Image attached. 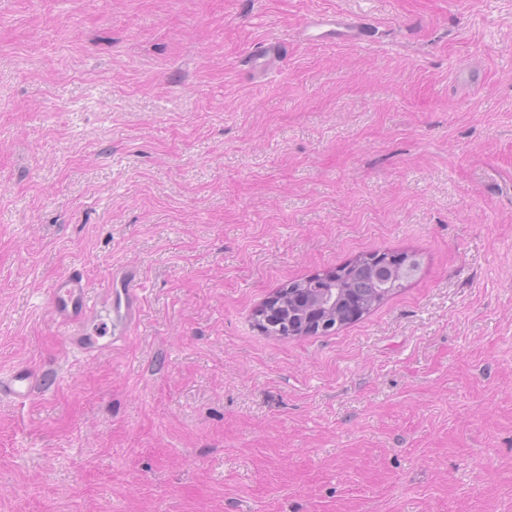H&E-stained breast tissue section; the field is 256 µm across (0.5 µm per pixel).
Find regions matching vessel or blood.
<instances>
[{
  "label": "vessel or blood",
  "mask_w": 512,
  "mask_h": 512,
  "mask_svg": "<svg viewBox=\"0 0 512 512\" xmlns=\"http://www.w3.org/2000/svg\"><path fill=\"white\" fill-rule=\"evenodd\" d=\"M303 29L310 41L321 44L354 43L364 35L363 23L334 12L309 15ZM278 56L277 43L263 42L250 54L253 70L265 72ZM140 303L141 290L135 274L118 270L111 271L94 290L84 270L74 266L48 290V308L58 331L70 351L86 358L112 350L120 342L111 328L98 334L89 333V324L105 312L114 325L131 329L137 323ZM49 388L48 376L29 365H19L0 374V399L17 405L26 404Z\"/></svg>",
  "instance_id": "1"
}]
</instances>
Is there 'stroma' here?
<instances>
[{"label":"stroma","instance_id":"1","mask_svg":"<svg viewBox=\"0 0 512 512\" xmlns=\"http://www.w3.org/2000/svg\"><path fill=\"white\" fill-rule=\"evenodd\" d=\"M365 24L305 39L313 12ZM281 48L263 83L262 41ZM417 274L301 336L254 313ZM140 278L115 350L48 312ZM0 512H512V0H0ZM371 262L382 285L391 284L392 282L397 284L400 281L411 279L417 270L416 261L409 256L399 258L390 254L379 253L373 255ZM358 257L346 265L337 268L342 272L330 280H324L315 276L308 279V285H295L288 288L285 297H288L289 305L296 308V300L303 296H310L313 294L312 283L316 282L317 288V308L324 312V317L318 322V330L329 331L339 326V321L336 322L334 327L327 323L330 319L329 314L336 311V318L340 319L341 308H336V288L341 289V293L345 297L356 295L357 301L365 312L370 310L373 305L380 303L394 288L399 285H394L389 292L384 286L377 283L374 278L373 270L369 262L360 261ZM359 260V261H357ZM48 308L54 324L64 337L69 350L86 358H94L111 351L124 338L112 336V328L103 333L91 334L87 328L103 311L124 330L133 328L141 303V288L136 275L129 272L111 271L101 282L94 295L81 267L73 266L48 290ZM50 386V380L44 372L29 365H19L0 374V399L24 405L47 392Z\"/></svg>","mask_w":512,"mask_h":512}]
</instances>
